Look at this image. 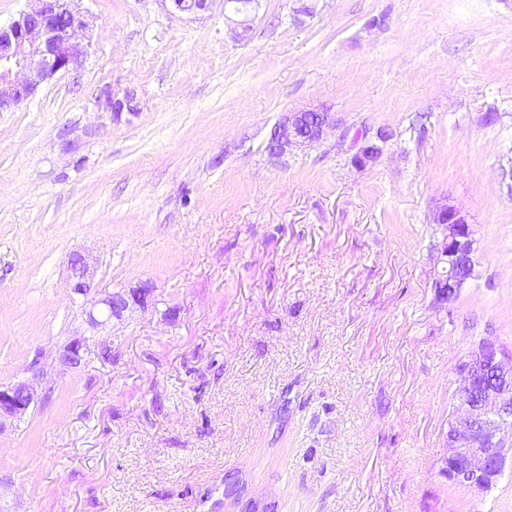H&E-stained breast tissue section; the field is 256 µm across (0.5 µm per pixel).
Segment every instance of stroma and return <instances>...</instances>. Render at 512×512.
Here are the masks:
<instances>
[{"label":"stroma","instance_id":"35a3bbf8","mask_svg":"<svg viewBox=\"0 0 512 512\" xmlns=\"http://www.w3.org/2000/svg\"><path fill=\"white\" fill-rule=\"evenodd\" d=\"M79 6L83 67L0 112V386L84 330L71 252L158 303L0 431V512H237L234 474L274 512H512V473L476 496L441 472L459 360L512 349V0H260L241 38L223 0ZM105 87L140 116L97 112ZM311 105L388 129L381 160L269 156ZM444 199L475 231L452 302L432 288Z\"/></svg>","mask_w":512,"mask_h":512}]
</instances>
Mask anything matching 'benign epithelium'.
Instances as JSON below:
<instances>
[{
    "label": "benign epithelium",
    "mask_w": 512,
    "mask_h": 512,
    "mask_svg": "<svg viewBox=\"0 0 512 512\" xmlns=\"http://www.w3.org/2000/svg\"><path fill=\"white\" fill-rule=\"evenodd\" d=\"M36 6L20 14L8 26H0V112L17 108L38 87L59 72L80 67L87 46L78 33L90 20L69 5L70 0H33ZM170 10L198 16L213 0H163ZM240 17L237 25L249 29L256 0H224ZM98 111L115 123L131 122L140 114L134 91L118 96L104 88L95 97ZM392 134L380 128L350 133L342 119L324 105L291 109L274 126L267 151L281 157L317 147L333 138L349 144L350 161L356 168L375 165L383 156ZM433 223L439 230L436 244L442 271L432 282L438 299L451 300L474 275V239L467 214L445 200L437 205ZM70 293L83 299L88 333L77 334L59 345L51 364L61 370L77 369L96 344L95 336L135 309L154 300L150 282L113 291L100 287L96 259L85 251L70 254L67 266ZM25 379L0 388V428L20 420L46 389L47 370L34 363ZM452 410L448 417V455L442 474L453 487L480 496L496 487L512 470V352L492 338L482 340L456 368L452 382Z\"/></svg>",
    "instance_id": "benign-epithelium-1"
}]
</instances>
